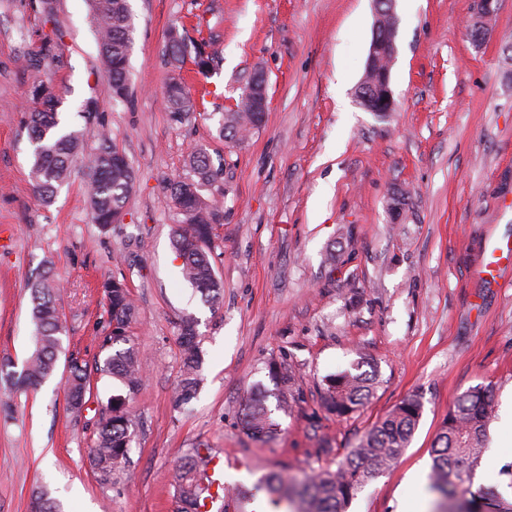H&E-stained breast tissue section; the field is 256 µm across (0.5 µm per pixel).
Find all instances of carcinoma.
Here are the masks:
<instances>
[{"label": "carcinoma", "mask_w": 512, "mask_h": 512, "mask_svg": "<svg viewBox=\"0 0 512 512\" xmlns=\"http://www.w3.org/2000/svg\"><path fill=\"white\" fill-rule=\"evenodd\" d=\"M93 19L98 27L101 62L112 87L113 97L128 96V59L134 28L128 0H89ZM168 56L178 64L188 53L186 37L173 29L169 33ZM387 87L386 63L379 57L365 73L357 87L360 105L368 109ZM34 108L29 112L28 127L33 144L31 183L35 193L49 200L66 184L79 153L81 140L76 131L60 128L56 112L58 99L50 87L39 84L31 90ZM166 102L170 111L183 117L194 111V103L180 79L167 85ZM259 113L251 111L244 97L224 113L219 135L229 141L242 139L262 126ZM89 206L93 223L106 229L120 221L128 195L134 188L136 175L126 156L116 150L112 139L102 134L98 147L87 159ZM190 175L169 182L166 193L172 199L181 219L172 233V246L181 258L182 278L196 288L202 298L215 306L220 304L223 286L212 263L211 244L216 224L222 218L221 201L204 198L201 190L212 185L217 171L209 156L194 150L189 157ZM59 284L44 277L32 284L31 316L35 326L34 350L24 370L16 375L3 372L15 385L37 388L55 371L61 352L63 325L57 307ZM106 301L109 334L103 337L101 350L106 352L103 364L96 371L117 379L134 395L141 380L138 351L127 337L129 325L136 317V305L129 289L120 280L108 279L102 284ZM197 320L190 314L179 322L180 380L175 397L178 408L194 397L201 380V357L197 341ZM126 347L117 349L118 343ZM91 373L76 359L68 363L65 377L67 403L71 412L79 414L90 390ZM377 375L359 371L352 366L324 383V408L338 417L356 412L373 395ZM492 412L490 392L472 387L463 392L448 411L436 436L429 490L448 512H512V501L489 500L481 491H474L470 468L485 448L487 425ZM423 413L421 399L414 395L402 401L383 419L374 424L347 451L336 469L306 474L302 478L278 471L262 476L252 488V495L267 500L271 512H347L356 494L381 473L389 470L408 447ZM244 423L255 437H266L275 431L271 410L264 402L244 409ZM131 419L125 399L112 397L100 422L92 448L90 466L102 484L112 483L114 471L126 462L131 450ZM211 452L194 449L181 468L177 493L181 512H195L194 506L203 497L206 469ZM31 512H60L59 505L45 489L33 492Z\"/></svg>", "instance_id": "obj_1"}]
</instances>
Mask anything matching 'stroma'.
I'll return each mask as SVG.
<instances>
[{"label":"stroma","instance_id":"1","mask_svg":"<svg viewBox=\"0 0 512 512\" xmlns=\"http://www.w3.org/2000/svg\"><path fill=\"white\" fill-rule=\"evenodd\" d=\"M474 0H396L393 109L364 110L355 91L373 35V0H129L135 27L130 92L117 102L101 69L87 0H58L44 20L39 0H0V364L18 373L34 348L30 285L60 284L62 353L40 387L0 380V512H30L47 488L63 512H178L176 476L194 448L224 454L230 485L263 473L335 468L360 436L404 399L423 414L408 448L367 484L349 512H401L410 498L431 512L427 479L435 437L456 399L487 387L494 414L473 487L512 499V272L479 279L488 245L512 246V0H500L491 34L474 42ZM214 43L210 75L185 63L195 101L180 120L165 86L171 28ZM56 56L26 67L46 34ZM267 78L264 125L235 143L218 134L225 108L250 76ZM51 84L62 125L85 150L101 131L136 171L121 223L89 213L75 169L51 201L31 187L29 91ZM94 110L84 114L86 101ZM203 149L219 176L223 218L212 245L224 283L218 307L180 274L171 246L177 220L164 181L186 175ZM407 191L395 214L392 198ZM125 281L137 307L128 336L142 379L127 408L130 461L100 484L88 460L108 399L123 393L97 373L108 329L100 284ZM194 315L203 352L196 398L175 408L178 325ZM93 371L80 415L67 409L69 358ZM297 381L292 409L269 399L275 435L242 427L268 366ZM353 364L380 384L357 412L322 407L327 374Z\"/></svg>","mask_w":512,"mask_h":512}]
</instances>
